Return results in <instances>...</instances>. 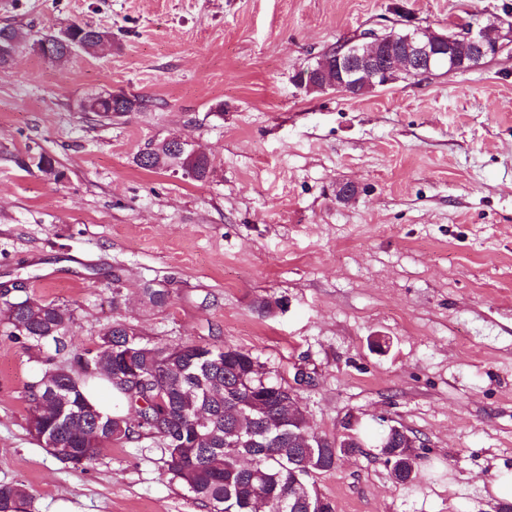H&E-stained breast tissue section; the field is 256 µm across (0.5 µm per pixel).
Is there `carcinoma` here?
<instances>
[{
  "mask_svg": "<svg viewBox=\"0 0 512 512\" xmlns=\"http://www.w3.org/2000/svg\"><path fill=\"white\" fill-rule=\"evenodd\" d=\"M106 33L73 23L58 35L37 41L40 52L51 51L61 59L74 50L89 52ZM24 48L28 33L9 25L0 27V41ZM143 100L125 94L91 97L83 111L110 119L133 112ZM137 164L147 170L179 167L197 181L212 173L209 159L172 150L162 141L141 152ZM144 295L155 307L168 305L164 288H146ZM0 315L11 326V335L33 343L53 340L65 347L72 315L68 307L25 296L9 298L0 292ZM92 366L56 367L49 383L63 390L67 400L48 399L47 384L40 378L29 385L30 411L37 421L34 437L47 443L52 437L73 453L65 459L82 468L96 463L107 443L150 439L161 445L164 470L169 479L191 494L209 512H252L259 499L272 502V512H334L331 502L317 494L310 480L335 467L340 454L357 448L353 442L336 441L316 433L302 416L292 432L271 430L268 422L285 411L289 387L272 381L259 358L233 347L199 343L151 342L132 325L112 322L93 350ZM103 379L112 385L113 410H100L84 395V386ZM169 397V408L156 403L159 394ZM209 425L198 426L200 417ZM103 426L96 427V418ZM402 438L386 433L381 449L391 476L410 479L416 456L402 447ZM31 499L22 484H0V512H24Z\"/></svg>",
  "mask_w": 512,
  "mask_h": 512,
  "instance_id": "cac0c4a2",
  "label": "carcinoma"
}]
</instances>
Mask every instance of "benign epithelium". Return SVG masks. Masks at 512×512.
<instances>
[{"instance_id": "1", "label": "benign epithelium", "mask_w": 512, "mask_h": 512, "mask_svg": "<svg viewBox=\"0 0 512 512\" xmlns=\"http://www.w3.org/2000/svg\"><path fill=\"white\" fill-rule=\"evenodd\" d=\"M430 32L431 29L419 25L408 28L400 37V54L389 59L377 52L379 35L375 29L363 31L348 40L336 52L338 89L344 95L354 97L362 86L390 85L391 74L397 70H403L413 77L429 74L438 56L444 52L448 54L446 73L472 70L495 58L504 47L501 34L492 35L483 26L468 24L457 33L471 47V56L465 59L459 56L454 39L437 42L429 37ZM322 77L323 69L312 68L300 73L297 85L313 91Z\"/></svg>"}]
</instances>
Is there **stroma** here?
<instances>
[{
  "label": "stroma",
  "mask_w": 512,
  "mask_h": 512,
  "mask_svg": "<svg viewBox=\"0 0 512 512\" xmlns=\"http://www.w3.org/2000/svg\"><path fill=\"white\" fill-rule=\"evenodd\" d=\"M398 5L444 32L512 30V0H0V26L111 34L93 55L25 49L0 67V290L21 280L73 313L62 351L0 320V484L26 485L28 512H208L156 442L105 445L82 469L28 431L29 385L115 320L251 352L284 384L307 370L299 402L336 441L405 428L413 480L379 449L342 454L313 478L335 512H493L512 473V43L360 98L296 83L398 24ZM104 93L146 105L83 111ZM173 134L209 157L208 180L137 165ZM44 152L61 181L38 170Z\"/></svg>",
  "instance_id": "stroma-1"
}]
</instances>
